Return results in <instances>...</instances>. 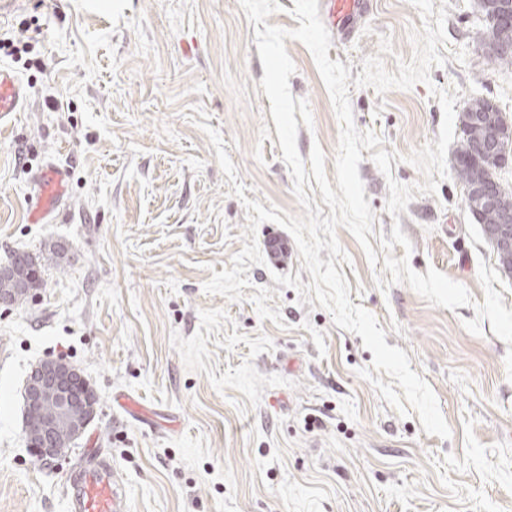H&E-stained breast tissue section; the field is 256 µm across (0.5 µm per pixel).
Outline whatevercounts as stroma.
<instances>
[{
    "label": "stroma",
    "mask_w": 512,
    "mask_h": 512,
    "mask_svg": "<svg viewBox=\"0 0 512 512\" xmlns=\"http://www.w3.org/2000/svg\"><path fill=\"white\" fill-rule=\"evenodd\" d=\"M372 2L353 40L328 51L354 78L370 55L396 71L425 26L410 0ZM446 10V62L430 83L382 96L353 87L349 97L356 127L399 156L387 176L362 153L372 247L400 224L412 249L395 246L393 257L443 272L472 303L449 310L405 283L381 289L390 272L342 227L349 260L335 267L352 304L431 386L447 439L424 432L360 336L273 282L312 281L285 228L257 227L265 258L243 301L204 290L242 249L244 199L303 212L239 0H12L0 10V29L33 46L27 62L0 61L27 91L0 116V265L25 251L42 277L23 304L0 305V512H67V482L93 444L111 457L129 512H512V276L465 203L455 149L435 193L396 217L386 209L389 180L425 181L405 157L438 140L432 88L458 91L455 112L484 97L512 118V68L476 43V0H447ZM285 45L291 93L313 117L298 151L306 159L320 145L335 180L330 95L308 48ZM206 125L222 135L245 198L233 195ZM50 166L68 171L67 190L57 215L36 224L32 178ZM257 287L271 288L282 324L259 317ZM49 358L79 368L100 405L67 458L43 466L24 437L22 394Z\"/></svg>",
    "instance_id": "obj_1"
}]
</instances>
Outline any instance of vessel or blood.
I'll use <instances>...</instances> for the list:
<instances>
[{
	"label": "vessel or blood",
	"instance_id": "b4317fda",
	"mask_svg": "<svg viewBox=\"0 0 512 512\" xmlns=\"http://www.w3.org/2000/svg\"><path fill=\"white\" fill-rule=\"evenodd\" d=\"M369 0H319L320 18L324 26L349 39L350 22L364 13ZM25 91L22 83L9 70L0 67V113L16 111ZM68 180L66 170L50 167L35 173L31 219L41 222L58 208ZM68 512H128L127 498L118 483L109 457L94 451L66 490Z\"/></svg>",
	"mask_w": 512,
	"mask_h": 512
}]
</instances>
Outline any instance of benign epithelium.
<instances>
[{
    "label": "benign epithelium",
    "mask_w": 512,
    "mask_h": 512,
    "mask_svg": "<svg viewBox=\"0 0 512 512\" xmlns=\"http://www.w3.org/2000/svg\"><path fill=\"white\" fill-rule=\"evenodd\" d=\"M482 17L489 28L490 38L484 48L492 57L512 48V0H481ZM468 135L480 157L502 166L512 158V125L497 119L491 113H474L470 117ZM512 193L502 187L494 176L473 185L466 197V205L477 222L493 215L487 229L494 245L505 253L512 252V202L506 197ZM75 376L72 365L62 359H47L35 365L29 375V384L23 393L27 408L41 406L51 399L62 411L78 404L72 394L71 383ZM33 455L43 464L59 461L67 455L56 438L54 422L46 421L40 429L29 434Z\"/></svg>",
    "instance_id": "7a95c632"
}]
</instances>
